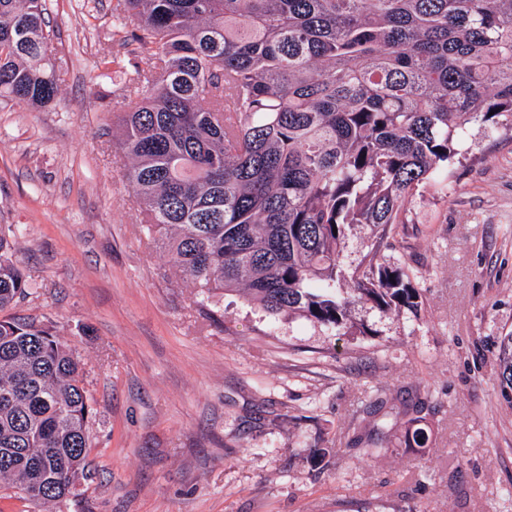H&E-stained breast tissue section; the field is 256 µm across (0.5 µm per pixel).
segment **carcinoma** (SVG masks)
Here are the masks:
<instances>
[{"label": "carcinoma", "mask_w": 512, "mask_h": 512, "mask_svg": "<svg viewBox=\"0 0 512 512\" xmlns=\"http://www.w3.org/2000/svg\"><path fill=\"white\" fill-rule=\"evenodd\" d=\"M45 0H0V97L44 107L67 71ZM145 59L125 89L124 180L152 244L195 287L348 333L351 305L418 311L408 269L371 256L336 287L352 224L384 237L413 191L512 134V0H115ZM0 230V313L29 295ZM512 404V330L498 354ZM79 360L34 319H0V480L32 501L91 476Z\"/></svg>", "instance_id": "1"}]
</instances>
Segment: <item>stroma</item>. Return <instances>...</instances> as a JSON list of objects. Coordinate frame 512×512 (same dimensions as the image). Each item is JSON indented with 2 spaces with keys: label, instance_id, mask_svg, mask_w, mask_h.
Instances as JSON below:
<instances>
[{
  "label": "stroma",
  "instance_id": "35a3bbf8",
  "mask_svg": "<svg viewBox=\"0 0 512 512\" xmlns=\"http://www.w3.org/2000/svg\"><path fill=\"white\" fill-rule=\"evenodd\" d=\"M113 2L45 0L65 80L39 109L0 98V226L31 282L12 313L75 352L94 409L91 480L57 503L0 482V512H512V405L496 388L512 137L472 125L466 165L420 187L388 238L350 226L340 287L372 256L407 265L418 313L360 301L364 333L339 336L237 292L199 301L124 187L117 99L138 58ZM376 399L363 426L386 436L366 458L347 442ZM419 400L428 442L409 448Z\"/></svg>",
  "mask_w": 512,
  "mask_h": 512
}]
</instances>
